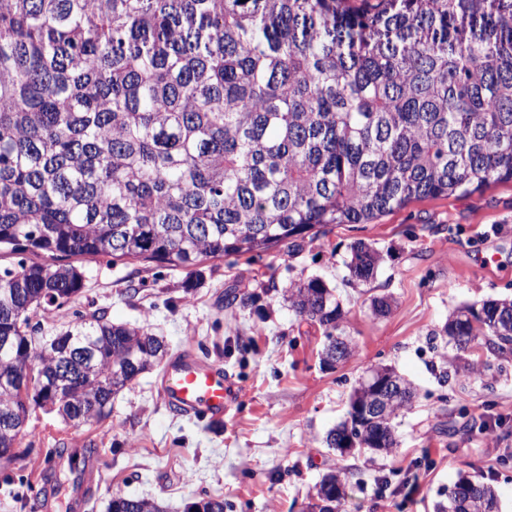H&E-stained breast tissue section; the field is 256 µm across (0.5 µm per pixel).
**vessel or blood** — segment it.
<instances>
[{
  "label": "vessel or blood",
  "mask_w": 512,
  "mask_h": 512,
  "mask_svg": "<svg viewBox=\"0 0 512 512\" xmlns=\"http://www.w3.org/2000/svg\"><path fill=\"white\" fill-rule=\"evenodd\" d=\"M160 393L181 414L218 421L234 398L235 388L222 366L187 352L165 365Z\"/></svg>",
  "instance_id": "1"
}]
</instances>
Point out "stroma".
<instances>
[{"instance_id": "stroma-1", "label": "stroma", "mask_w": 512, "mask_h": 512, "mask_svg": "<svg viewBox=\"0 0 512 512\" xmlns=\"http://www.w3.org/2000/svg\"><path fill=\"white\" fill-rule=\"evenodd\" d=\"M364 242L383 261L374 279L344 285L351 247ZM85 286L44 328L105 312L165 340L170 355L193 352L221 364L236 385L223 420L170 411L161 369L143 374L112 402V414L76 427L32 411L17 460L0 470V512H71L75 474L64 450L90 451L81 512H107L115 494L157 499L186 512L221 497L225 512H303L329 472L346 482L342 512H434L461 475L481 474L512 512V360L484 342L455 354L440 330L454 309L512 296V182L483 192L409 203L369 224H339L295 254L208 260L194 274L143 261L82 262ZM320 278L341 303L356 347L328 368L322 329L297 318L281 290ZM385 296L386 315L371 301ZM390 367L417 391L395 421L389 455L330 448L366 372ZM488 423L486 433L469 431Z\"/></svg>"}]
</instances>
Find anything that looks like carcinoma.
<instances>
[{
  "label": "carcinoma",
  "instance_id": "cac0c4a2",
  "mask_svg": "<svg viewBox=\"0 0 512 512\" xmlns=\"http://www.w3.org/2000/svg\"><path fill=\"white\" fill-rule=\"evenodd\" d=\"M0 0V252L55 264L0 266V463L14 420L51 406L76 426L161 366L162 339L101 312L52 333L31 320L84 288L74 257L136 259L189 274L206 260L292 252L334 224H367L415 200L512 181V0ZM382 257L362 242L346 264L366 282ZM296 317L340 329L323 281L284 288ZM457 352L483 339L512 354V299L453 311ZM352 430L389 454L415 390ZM345 483L316 485L307 512H339ZM493 487L461 477L436 512H497ZM108 512H166L114 495Z\"/></svg>",
  "mask_w": 512,
  "mask_h": 512
}]
</instances>
